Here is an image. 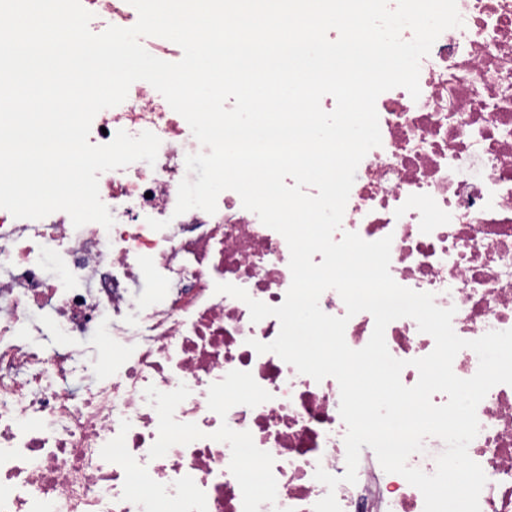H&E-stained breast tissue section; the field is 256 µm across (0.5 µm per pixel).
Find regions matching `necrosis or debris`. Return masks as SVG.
<instances>
[{
  "instance_id": "4bbe7bcc",
  "label": "necrosis or debris",
  "mask_w": 512,
  "mask_h": 512,
  "mask_svg": "<svg viewBox=\"0 0 512 512\" xmlns=\"http://www.w3.org/2000/svg\"><path fill=\"white\" fill-rule=\"evenodd\" d=\"M81 4L96 34L138 20L129 0ZM456 6L463 24L422 59L419 98L378 97L382 143L360 162L333 238L391 237L393 279L454 308V332L472 340L512 329V0ZM121 130L161 144L155 164L100 174L111 228L0 209V512H313L328 491L319 467L340 477L342 512H424L401 475L343 482L337 380L258 353L279 320L252 322L243 301L216 293L231 283L282 304L283 236L231 190L214 214H176L201 145L148 82L97 113L89 141ZM385 341L414 386L411 361L433 337L400 318ZM477 418L480 512H512V385L494 386Z\"/></svg>"
}]
</instances>
